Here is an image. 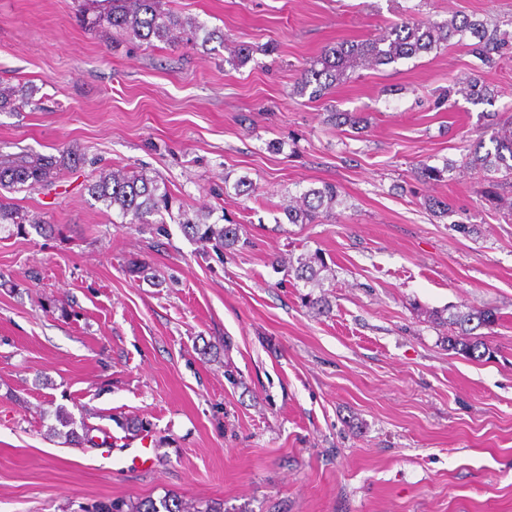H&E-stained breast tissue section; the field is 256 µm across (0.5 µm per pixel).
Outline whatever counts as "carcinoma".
Returning <instances> with one entry per match:
<instances>
[{
  "label": "carcinoma",
  "instance_id": "obj_1",
  "mask_svg": "<svg viewBox=\"0 0 512 512\" xmlns=\"http://www.w3.org/2000/svg\"><path fill=\"white\" fill-rule=\"evenodd\" d=\"M92 12L88 20L90 28L103 36L116 35L137 39L152 46L159 41L176 44L195 40L198 33L205 32L203 42L217 40L224 43V32L207 30L198 21L183 17L166 7L165 0H87ZM468 51L489 68L499 57L512 51V32L488 29L485 22L469 17L456 16L444 22H434L408 14L393 23L378 38L365 42H344L327 50L320 59L305 68L294 93L311 99L326 95L345 75L347 69L361 64L364 66H387L401 59H409L422 53H429L448 42L462 43L466 38ZM460 94L473 104H492L497 92L480 75L459 79L448 88L447 95ZM33 90L21 87L0 86V112L13 111L16 101L21 99L32 103ZM491 122L485 130L472 140L461 167L482 174L487 183L486 194L502 207L512 212V197L500 192L502 181L512 179V120H504L497 112H489ZM489 139H484V136ZM493 148H486V143ZM81 161V153L72 147L59 151V155L23 154L0 160V224H13L18 232L25 231V225L41 228L44 221L21 211L6 202L4 193H12L37 187H49L59 171ZM455 169L447 163L443 167L422 165L417 177L424 181H436ZM91 195L106 207L118 212L122 219L131 224H147L152 216L172 214L173 198L162 188L158 180L144 171L112 169L102 171L89 185ZM340 204L336 185L324 183L310 187L300 193L288 195V202L282 212L290 224H313L320 217L335 216L336 205ZM213 213H197L190 218L180 213V224L188 237L211 245L219 256L224 250L239 242V227L235 224H220L211 221ZM330 270L322 252L301 254L296 261L289 262L288 271L304 287L322 288L326 277L322 272ZM498 320L497 312L490 308L470 307L448 318V348L457 350L468 357L481 359L492 356L485 344L471 340L469 336L481 327H490ZM100 512H224V505L205 504L200 508L178 496L168 495L159 501L152 499L136 503L113 502L100 506Z\"/></svg>",
  "mask_w": 512,
  "mask_h": 512
}]
</instances>
